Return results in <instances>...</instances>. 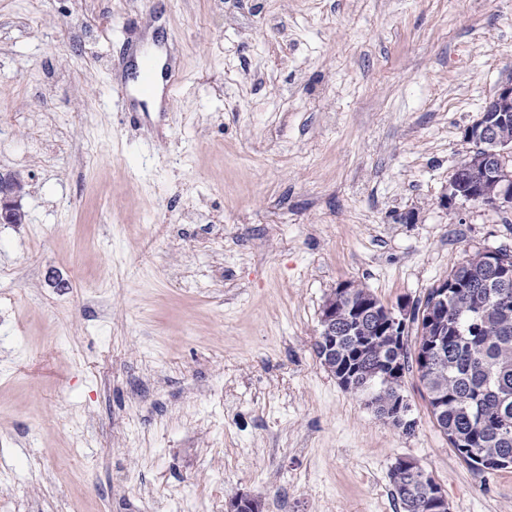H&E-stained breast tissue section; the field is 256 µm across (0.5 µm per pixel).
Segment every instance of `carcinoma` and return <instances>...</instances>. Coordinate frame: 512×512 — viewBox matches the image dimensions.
<instances>
[{
	"label": "carcinoma",
	"instance_id": "carcinoma-1",
	"mask_svg": "<svg viewBox=\"0 0 512 512\" xmlns=\"http://www.w3.org/2000/svg\"><path fill=\"white\" fill-rule=\"evenodd\" d=\"M472 151L458 178L464 194L479 190L487 167L501 168L495 136ZM448 297L431 288L423 306L414 307V363L428 398V406L448 444L471 468L495 471L512 466V273L500 265L481 260L477 251L453 266L448 278ZM378 300L359 288L351 297L333 291L324 306L336 309V351L325 358L328 371L356 374L352 392L372 390L376 414L397 427L409 430L398 411L399 389L388 386L376 371L408 368L407 346L383 337L377 346L379 323L371 312ZM440 349L439 361L426 366L418 346ZM402 472V485L394 493L402 512H432L430 488L436 485L403 465L399 459L392 471Z\"/></svg>",
	"mask_w": 512,
	"mask_h": 512
}]
</instances>
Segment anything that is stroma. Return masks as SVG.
I'll return each mask as SVG.
<instances>
[{
    "label": "stroma",
    "mask_w": 512,
    "mask_h": 512,
    "mask_svg": "<svg viewBox=\"0 0 512 512\" xmlns=\"http://www.w3.org/2000/svg\"><path fill=\"white\" fill-rule=\"evenodd\" d=\"M162 41L172 111L126 100ZM512 74V0H0V512H512L433 419H381L321 364L340 284L416 306L512 208L443 200ZM15 177L11 174H0V223L1 224H22L25 223L27 214L20 207V198L24 194L25 185L22 180L16 182V190L14 189ZM17 210V211H16ZM16 211V212H15ZM15 212V213H14ZM13 214L11 221L10 216ZM411 466L419 472L427 476V473L419 466V464L411 459H407ZM403 459L397 460L391 470V478L393 482L394 472H402V485L399 487L394 485L395 496L399 501L403 512H435L432 511L435 505L432 503L433 498L430 496V488L432 486L439 487L432 477H422L421 473H415L410 470V466H403Z\"/></svg>",
    "instance_id": "obj_1"
}]
</instances>
